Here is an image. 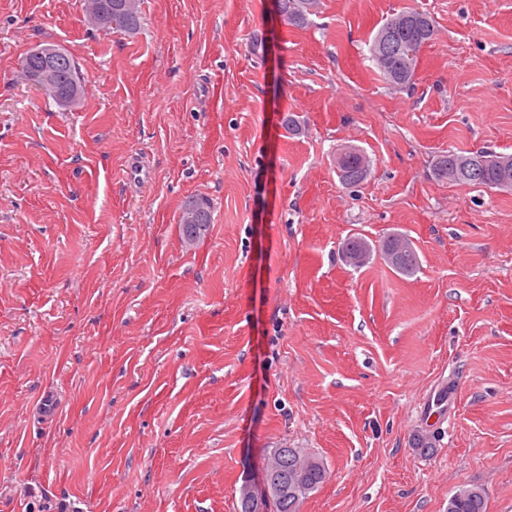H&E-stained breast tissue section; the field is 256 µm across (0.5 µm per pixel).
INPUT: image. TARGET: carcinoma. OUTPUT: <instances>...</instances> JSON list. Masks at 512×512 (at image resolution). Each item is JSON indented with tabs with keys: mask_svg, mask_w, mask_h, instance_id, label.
<instances>
[{
	"mask_svg": "<svg viewBox=\"0 0 512 512\" xmlns=\"http://www.w3.org/2000/svg\"><path fill=\"white\" fill-rule=\"evenodd\" d=\"M314 0H278L280 13L290 22L300 23L306 19ZM99 13L101 30L120 29L129 35L141 31L143 16L141 0H95ZM435 33L434 25L427 15L409 8L387 20L376 32L371 54L384 79L396 86L409 84L416 73L419 52ZM40 68V61L25 53L19 60L18 69L26 80H31ZM86 85L85 76L80 71L73 56H68L59 64L54 77V88L48 92L53 101L63 107L76 100H82ZM490 161L482 174L473 177L462 170L448 178V165L460 164L467 157L465 153L444 151L436 157L433 176L439 181H450L457 185L485 188L512 187V155L489 152ZM370 161L361 153L341 162L336 167L339 181L353 188L365 181L369 174ZM194 206L200 211L203 224L213 223L211 202L202 195L185 200V207ZM379 250L398 273L411 277L420 268L418 253L408 239L399 235H389L381 240ZM341 251L353 265L367 262L372 252L371 244L360 236L347 238ZM285 453L298 454L301 462V478H294V470L288 469V486L272 497L267 504L269 512H300V507L310 493L317 490L327 478L324 462L312 453L301 448L285 449ZM448 512H486V492L475 485H461L448 500Z\"/></svg>",
	"mask_w": 512,
	"mask_h": 512,
	"instance_id": "1",
	"label": "carcinoma"
}]
</instances>
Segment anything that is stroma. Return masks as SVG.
Listing matches in <instances>:
<instances>
[{
    "instance_id": "stroma-1",
    "label": "stroma",
    "mask_w": 512,
    "mask_h": 512,
    "mask_svg": "<svg viewBox=\"0 0 512 512\" xmlns=\"http://www.w3.org/2000/svg\"><path fill=\"white\" fill-rule=\"evenodd\" d=\"M408 7L435 35L393 86L370 44ZM142 10L131 37L83 0H0V512H235L282 443L328 471L300 512H448L463 484L512 512V189L432 174L512 153V0ZM42 43L77 60V108L20 78ZM345 146L371 161L355 188ZM192 194L213 222L189 247ZM392 233L414 276L339 251ZM280 13L290 22L300 23L306 19L314 0H278ZM184 204H185V206L183 208L182 214L185 209H187L190 206H194V207L198 208V210L200 211L201 224H212V222H213L212 206H211V202L208 198H206L202 195L191 196V197H188L187 200H185ZM183 216H184V222L186 224H195V215L193 212L188 211L185 214H183L182 216H180V219H179L180 230H181V234H182V238H183L184 242L186 244H188L187 242L193 243L198 238L199 239L201 238L200 236L204 229L195 237L189 236V234L187 232L186 225L183 224ZM204 231H206V229ZM195 243L188 244V245H194Z\"/></svg>"
}]
</instances>
